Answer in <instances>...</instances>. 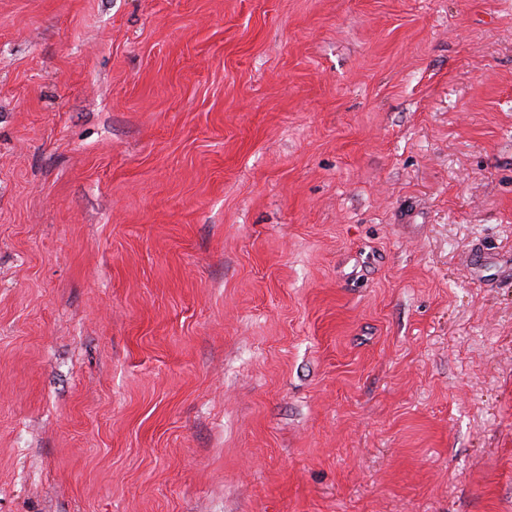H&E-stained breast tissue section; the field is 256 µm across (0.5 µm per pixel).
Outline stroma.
<instances>
[{"label":"stroma","mask_w":512,"mask_h":512,"mask_svg":"<svg viewBox=\"0 0 512 512\" xmlns=\"http://www.w3.org/2000/svg\"><path fill=\"white\" fill-rule=\"evenodd\" d=\"M0 512H512V0H0Z\"/></svg>","instance_id":"obj_1"}]
</instances>
